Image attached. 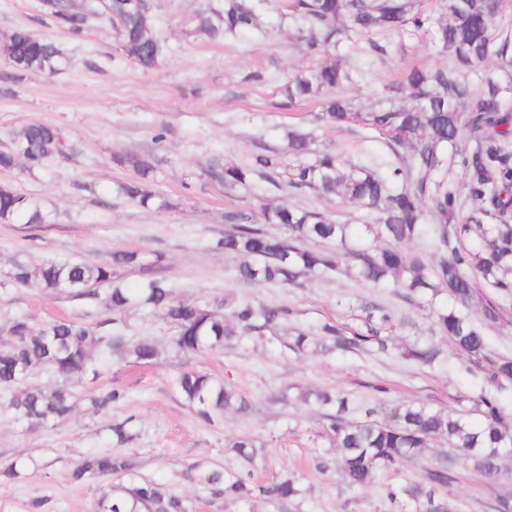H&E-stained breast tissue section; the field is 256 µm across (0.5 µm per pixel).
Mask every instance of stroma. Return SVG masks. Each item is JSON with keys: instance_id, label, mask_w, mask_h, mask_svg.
<instances>
[{"instance_id": "stroma-1", "label": "stroma", "mask_w": 512, "mask_h": 512, "mask_svg": "<svg viewBox=\"0 0 512 512\" xmlns=\"http://www.w3.org/2000/svg\"><path fill=\"white\" fill-rule=\"evenodd\" d=\"M221 2L150 0L162 55L146 71L121 55L107 21H96L74 37L41 12V0H0V152L10 148L12 131L31 121L55 125L67 143L78 147L35 172L0 169V183L55 214L54 223L41 226L19 220L0 224V319L22 316L36 326L57 319H102L101 310L81 301L45 295L35 285L8 284V271L17 257L34 266L48 259L100 263L124 250L138 252L146 263L162 256L176 297L201 305H216L232 294L288 306L297 324L306 328L331 322L349 330L362 328L360 304L369 301L391 308L405 324L386 355L367 347L304 359L283 354L272 336L248 335L213 352L172 354L151 365L105 366L96 382L77 386L71 417L55 425L17 423L0 400V466L13 461L23 465L19 479L0 483V512H32L36 499L47 500L50 512H95L101 480L75 483L69 473L85 455L120 451L136 458L142 476L177 485L190 512H276L262 499H210L183 478L196 463L237 469L224 445L242 436L259 448L256 483L284 473L296 477L297 512H411L409 503H390L382 487L417 478L419 463L379 473L364 487L349 486L336 471L318 470V462L332 458L334 450L320 418L297 400L299 389L341 390L355 408L376 404L384 413L410 400L445 407L474 391L475 380L457 355L433 369L403 358L404 345L433 338L434 332L425 313L392 289L368 288L344 278H309L288 289L244 285L235 278V259L214 249L224 230V214L232 209L248 211L258 223L267 204L311 205L351 224L363 223L365 214L337 198L275 193L260 181L234 189L217 186L203 173L212 155L223 154L225 161L244 166L260 148L282 145L288 127L300 126L313 132L317 148L339 153L346 162L382 163L388 156L378 133L315 121V103L283 107L282 85L316 64L297 40L301 23L290 14V0H263L262 33L214 41L194 35L199 14ZM19 27L63 48L66 62L59 72L11 78L3 47ZM368 42V37L355 35L340 47L356 71L345 92L362 109L405 67L449 63L426 33L409 36L404 51L383 58L370 54ZM256 72L262 73V81L253 80ZM161 130L166 138L158 145L154 136ZM146 152L159 160L155 189L168 207L143 208L113 192L116 183L134 175L120 156ZM182 367L223 378L249 402V412H230L220 424H204L172 387L171 379ZM111 388L125 390V401L111 414H93L89 398ZM131 414L138 436L117 445L110 427ZM500 490V485L462 471L448 494L464 512H495Z\"/></svg>"}]
</instances>
